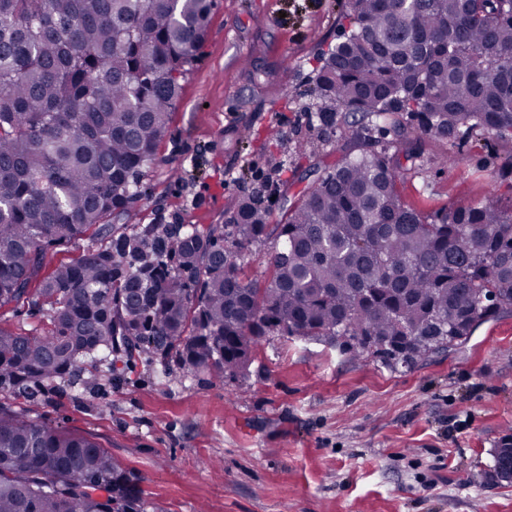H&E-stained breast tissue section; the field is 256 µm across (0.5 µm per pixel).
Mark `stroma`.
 Segmentation results:
<instances>
[{
	"mask_svg": "<svg viewBox=\"0 0 512 512\" xmlns=\"http://www.w3.org/2000/svg\"><path fill=\"white\" fill-rule=\"evenodd\" d=\"M345 0H215L205 40L129 224H221L282 163L290 193L348 148L308 126L317 56L338 42ZM307 137L296 156L297 136ZM429 140L400 191L434 214L496 197L512 206V142L461 134V162ZM29 412L100 442L155 512H512L490 474L512 436V312L409 366L314 340L270 337L217 382L162 373L146 355L41 387Z\"/></svg>",
	"mask_w": 512,
	"mask_h": 512,
	"instance_id": "stroma-1",
	"label": "stroma"
}]
</instances>
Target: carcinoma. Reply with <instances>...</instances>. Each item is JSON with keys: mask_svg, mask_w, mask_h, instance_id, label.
I'll use <instances>...</instances> for the list:
<instances>
[{"mask_svg": "<svg viewBox=\"0 0 512 512\" xmlns=\"http://www.w3.org/2000/svg\"><path fill=\"white\" fill-rule=\"evenodd\" d=\"M214 0H0V309L49 305L43 331L0 326V391L73 379L135 352L215 381L268 336L411 365L512 311V208L426 215L402 199L421 143L512 140V0H346L348 29L310 95L355 151L283 204L223 224H122L141 197ZM393 138L382 140L386 133ZM107 239L44 273L50 249ZM273 240L270 276L244 273ZM414 337L392 356L383 344ZM100 443L0 412V512H150Z\"/></svg>", "mask_w": 512, "mask_h": 512, "instance_id": "obj_1", "label": "carcinoma"}]
</instances>
